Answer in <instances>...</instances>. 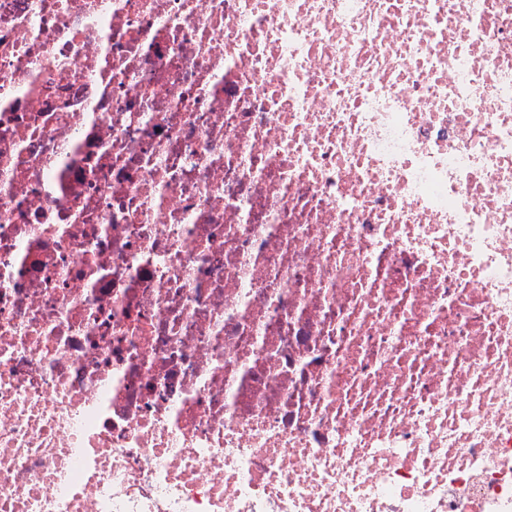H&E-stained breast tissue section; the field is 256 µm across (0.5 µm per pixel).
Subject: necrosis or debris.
Masks as SVG:
<instances>
[{
  "instance_id": "obj_1",
  "label": "necrosis or debris",
  "mask_w": 512,
  "mask_h": 512,
  "mask_svg": "<svg viewBox=\"0 0 512 512\" xmlns=\"http://www.w3.org/2000/svg\"><path fill=\"white\" fill-rule=\"evenodd\" d=\"M0 512H512V0H0Z\"/></svg>"
}]
</instances>
